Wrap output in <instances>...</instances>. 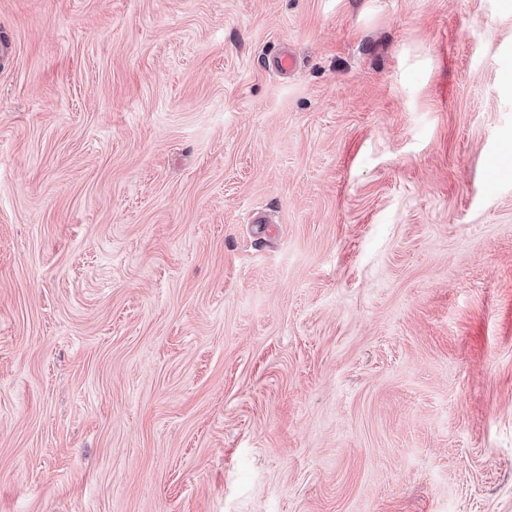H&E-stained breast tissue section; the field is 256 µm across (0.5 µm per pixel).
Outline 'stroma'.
I'll use <instances>...</instances> for the list:
<instances>
[{"label":"stroma","mask_w":512,"mask_h":512,"mask_svg":"<svg viewBox=\"0 0 512 512\" xmlns=\"http://www.w3.org/2000/svg\"><path fill=\"white\" fill-rule=\"evenodd\" d=\"M0 42V512H512V0Z\"/></svg>","instance_id":"1"}]
</instances>
